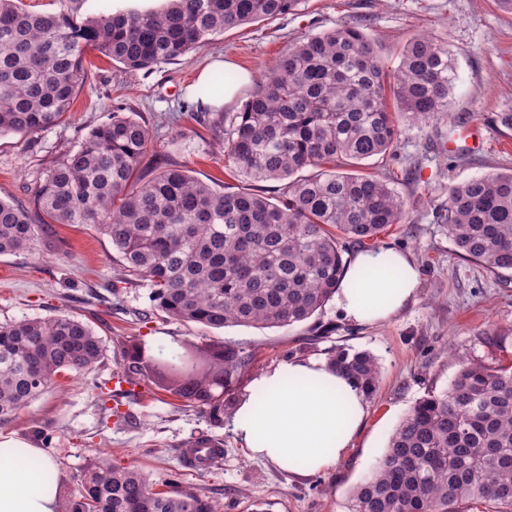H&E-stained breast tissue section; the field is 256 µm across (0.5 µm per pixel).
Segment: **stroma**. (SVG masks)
<instances>
[{"instance_id":"35a3bbf8","label":"stroma","mask_w":512,"mask_h":512,"mask_svg":"<svg viewBox=\"0 0 512 512\" xmlns=\"http://www.w3.org/2000/svg\"><path fill=\"white\" fill-rule=\"evenodd\" d=\"M33 12L80 20L101 10H158L164 0H22ZM361 27L382 47L388 68L414 36L447 47L455 63L451 104L427 119L404 117L395 153L367 166L387 179L409 217L381 233L378 246L410 256L420 271L414 303L385 323L358 325L328 302L310 319L280 328H210L177 321L157 309L146 282H128L108 238L89 224H58L33 248L0 255V323L73 316L102 340L104 356L91 370L58 377L50 389L0 422V435L30 442L54 462L63 498L101 457L142 471L154 490L178 482L215 502L220 512H348L353 489L372 471L389 437L416 401L448 387L467 359L491 360L496 333L512 340V274L493 275L463 258L448 238L439 211L450 187L512 171V12L498 0H300L291 13L226 30L196 53L150 72H128L99 53L86 54L88 78L68 118L46 131L0 135V199L30 208L45 174L63 153L77 149L113 110L143 118L153 144L140 169L183 166L207 183L251 188L273 197L272 181L249 182L225 165L215 133L225 113L237 111L288 44L342 24ZM223 59L239 75L237 91L220 110L203 103L200 69ZM482 123L483 149H468L460 129ZM139 340L171 355L181 344L229 342L256 353L252 376L295 359L326 362L334 348L371 352L381 383L352 448L326 474L295 476L252 458L228 426L161 389L149 376L132 380L131 394L101 405L98 383L122 372L125 352ZM207 435L223 454L205 470L186 468L179 451Z\"/></svg>"}]
</instances>
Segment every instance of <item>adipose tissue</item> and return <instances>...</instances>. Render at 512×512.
<instances>
[{"instance_id": "adipose-tissue-1", "label": "adipose tissue", "mask_w": 512, "mask_h": 512, "mask_svg": "<svg viewBox=\"0 0 512 512\" xmlns=\"http://www.w3.org/2000/svg\"><path fill=\"white\" fill-rule=\"evenodd\" d=\"M416 265L392 248L355 255L336 290L346 320L376 323L414 301ZM230 430L252 455L300 476L327 473L349 451L367 415L363 392L313 360H291L254 379ZM40 467H32V458ZM53 466L40 449L0 438V512H61L56 484L42 473Z\"/></svg>"}]
</instances>
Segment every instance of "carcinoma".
<instances>
[{
  "mask_svg": "<svg viewBox=\"0 0 512 512\" xmlns=\"http://www.w3.org/2000/svg\"><path fill=\"white\" fill-rule=\"evenodd\" d=\"M299 0H169L160 10L99 11L77 21L0 0V135L35 134L66 118L99 52L129 71L152 70L211 37L293 11ZM454 67L448 49L412 38L389 71L379 43L340 25L290 43L236 112L224 113V159L242 177L280 183L270 199L216 189L189 170L134 178L151 143L145 122L118 112L46 172L36 210L0 200V255L32 248L54 224H93L126 271L148 282L155 306L208 327L279 328L322 310L343 279L345 239L364 247L408 217L390 183L355 167L395 151L400 117L448 111ZM236 82L213 75L204 93ZM459 253L512 272V172L459 183L441 208ZM460 365L450 385L419 399L391 434L348 512H512V356ZM209 375L177 374L166 390L208 413L212 425L237 404L254 355L230 343L205 347ZM103 356L99 336L69 316L0 324V421ZM181 354L155 357L169 379ZM145 348L126 351L124 375L142 373ZM329 368L366 397L380 366L368 351L336 348ZM68 512H218L179 487L156 492L140 471L106 459L80 480Z\"/></svg>",
  "mask_w": 512,
  "mask_h": 512,
  "instance_id": "obj_1",
  "label": "carcinoma"
}]
</instances>
